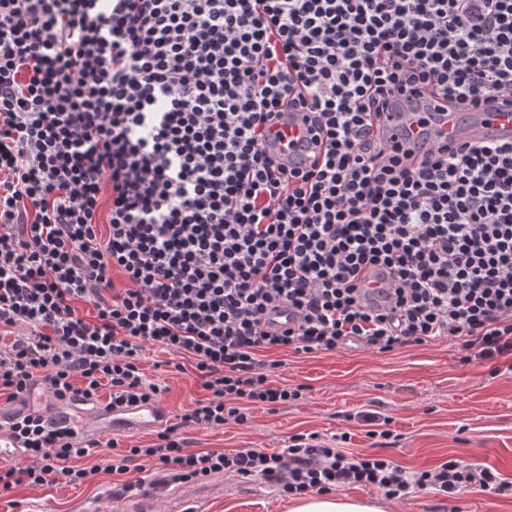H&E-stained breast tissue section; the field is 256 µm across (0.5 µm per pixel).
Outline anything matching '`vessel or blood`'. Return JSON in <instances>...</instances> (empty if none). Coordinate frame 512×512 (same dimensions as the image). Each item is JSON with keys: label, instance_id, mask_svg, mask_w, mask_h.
<instances>
[{"label": "vessel or blood", "instance_id": "b4317fda", "mask_svg": "<svg viewBox=\"0 0 512 512\" xmlns=\"http://www.w3.org/2000/svg\"><path fill=\"white\" fill-rule=\"evenodd\" d=\"M273 126L281 134L273 150L289 168L307 171L321 159L325 141L319 129L313 126L311 113H283ZM372 133L386 142L411 141L422 154L447 146L454 148L476 139L508 141L512 139V95H493L482 109L472 112L444 108L424 126L411 121L407 113L382 112L373 120ZM44 402L43 395L32 392L18 397L9 409L0 408V460L27 459L26 449L11 436L9 425L17 415L41 410ZM68 408L71 422L86 436L153 430L169 420L168 411L157 402L112 408L92 399L80 398L70 401Z\"/></svg>", "mask_w": 512, "mask_h": 512}]
</instances>
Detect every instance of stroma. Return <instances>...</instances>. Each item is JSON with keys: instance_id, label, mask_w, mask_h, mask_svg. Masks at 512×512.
Masks as SVG:
<instances>
[{"instance_id": "1", "label": "stroma", "mask_w": 512, "mask_h": 512, "mask_svg": "<svg viewBox=\"0 0 512 512\" xmlns=\"http://www.w3.org/2000/svg\"><path fill=\"white\" fill-rule=\"evenodd\" d=\"M269 359L284 363L277 382L304 386L301 400L275 410L255 406L246 424L220 428L187 427L182 431L192 451L264 448L277 452L289 437L316 433L328 440L349 433L348 447L364 455H383L409 469L430 468L455 458L465 464L497 469L512 481V372H493L491 365L461 360L451 343L435 341L377 354L366 349L297 355L272 351ZM170 353L149 347L142 367L149 379L167 391L161 401L170 416L193 409L207 390L192 364L170 366ZM374 410L390 417L399 440L381 447L366 434L358 415ZM153 490L154 512H172L183 495L197 493L198 512H286V497L257 479L241 485L216 474L196 483H172L158 489L153 470L134 471ZM107 473L77 484L21 486L0 492V512H29L46 502L50 512H82L84 505L108 497L106 512H133L139 495L118 490ZM387 512H512V495L488 496L464 489L454 497L420 490L388 501Z\"/></svg>"}]
</instances>
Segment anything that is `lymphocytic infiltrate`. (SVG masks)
I'll list each match as a JSON object with an SVG mask.
<instances>
[{
  "label": "lymphocytic infiltrate",
  "mask_w": 512,
  "mask_h": 512,
  "mask_svg": "<svg viewBox=\"0 0 512 512\" xmlns=\"http://www.w3.org/2000/svg\"><path fill=\"white\" fill-rule=\"evenodd\" d=\"M467 111L512 93V0H0V394L159 400L147 345L192 363L207 400L147 448L72 459L94 443L33 412L11 434L28 461L0 490L215 473L288 495L377 488L386 498L512 491L454 460L409 471L321 440L269 452H189L180 431L285 405L264 352L388 353L445 338L466 361H512V142L420 159L369 136L391 91ZM296 107L327 135L313 171L285 170L266 121ZM386 269L367 306L355 282ZM122 274L116 288L113 273ZM298 315L284 331L267 314Z\"/></svg>",
  "instance_id": "f902f5d3"
}]
</instances>
